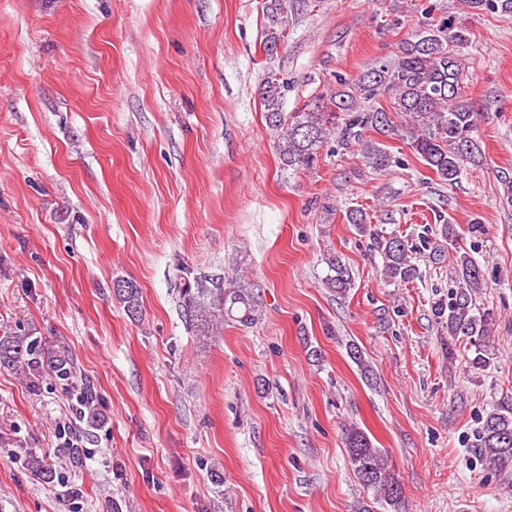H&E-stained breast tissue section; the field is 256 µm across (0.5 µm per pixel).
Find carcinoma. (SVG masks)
<instances>
[{"mask_svg": "<svg viewBox=\"0 0 512 512\" xmlns=\"http://www.w3.org/2000/svg\"><path fill=\"white\" fill-rule=\"evenodd\" d=\"M472 11L512 13V0H464ZM263 50L277 53L287 38V8L284 0H265ZM469 43V32L454 18L431 22L404 39L395 58L368 69L354 80L335 76L336 89L305 101L295 112H283L288 83L274 75L261 88L265 121L278 133L277 148L285 170L309 169L321 150L359 152L364 165L382 171L401 164L382 139L406 137L420 159L438 179L448 185L483 162L476 139L479 109L464 97L467 73L461 49ZM390 99L388 108L372 102ZM374 242L383 259V275L392 284L407 283L417 276L411 263L410 247L402 238L380 231ZM334 275L327 287L345 297L354 285L352 274L338 256L329 259ZM454 273L458 286L447 303L435 307V316L448 336L466 337L475 347L472 367L486 366L489 357L485 338L491 319L476 308L475 295L485 287V273L467 252L457 255ZM113 296L126 315H142L141 290L128 280L113 284ZM181 307L186 322L198 336L209 338L227 320L249 326L258 319L254 294L246 288H209L203 281L185 284ZM0 367L24 372L34 378L42 373L59 377L71 374L68 362L45 354L33 336H0ZM351 468L360 484L373 492L374 503L400 512L402 486L390 473L381 449L366 432L349 425L344 432ZM474 448L496 468L512 464V409L489 412L476 436Z\"/></svg>", "mask_w": 512, "mask_h": 512, "instance_id": "obj_1", "label": "carcinoma"}]
</instances>
